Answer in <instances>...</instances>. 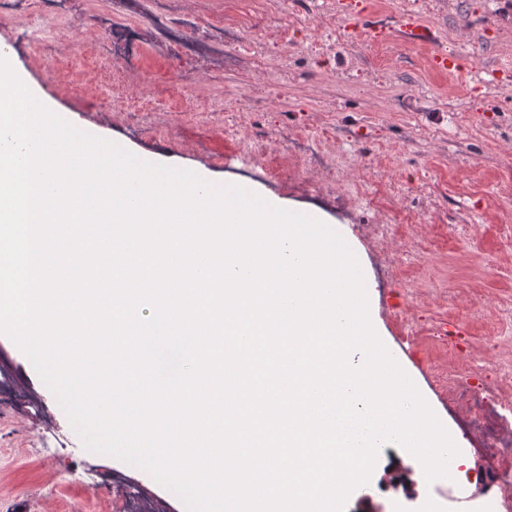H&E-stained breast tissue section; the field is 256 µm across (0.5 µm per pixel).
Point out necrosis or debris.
Returning <instances> with one entry per match:
<instances>
[{
	"mask_svg": "<svg viewBox=\"0 0 512 512\" xmlns=\"http://www.w3.org/2000/svg\"><path fill=\"white\" fill-rule=\"evenodd\" d=\"M123 11L151 21L167 55L179 65L178 81L191 87L200 57L224 46V28L202 23L182 11L176 0H118ZM0 17L15 24L17 39L36 42L46 56L55 55L68 27L67 0H0ZM449 391L469 427L489 448L492 466L477 476L490 496L493 512H512V369L471 361L464 372L448 378ZM100 512H147L111 475L92 481Z\"/></svg>",
	"mask_w": 512,
	"mask_h": 512,
	"instance_id": "4bbe7bcc",
	"label": "necrosis or debris"
}]
</instances>
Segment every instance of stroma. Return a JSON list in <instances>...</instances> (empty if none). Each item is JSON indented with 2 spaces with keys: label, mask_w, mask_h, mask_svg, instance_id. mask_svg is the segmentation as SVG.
<instances>
[{
  "label": "stroma",
  "mask_w": 512,
  "mask_h": 512,
  "mask_svg": "<svg viewBox=\"0 0 512 512\" xmlns=\"http://www.w3.org/2000/svg\"><path fill=\"white\" fill-rule=\"evenodd\" d=\"M350 3L185 0L202 19L241 28L226 34L223 59L190 93L177 86V62L149 43L137 77L121 85L91 60L72 71L73 55L91 53L99 28L41 60L1 19L0 46L41 99L87 127L220 179L254 177L263 194L345 225L381 291L375 314L391 350L459 439L464 457L451 468L483 469L480 439L448 401L454 362L432 328L462 320L474 354L494 343L497 359L512 355V0H368L375 26L352 33ZM407 16L431 28L434 42L404 39L397 22ZM437 51L462 56V69L451 76L434 68ZM272 76L280 96L258 99ZM215 98L224 102L223 120L204 122L200 113ZM142 99L156 111L136 135L125 109ZM259 126L273 139L269 155L241 160L236 139ZM269 165L278 176L264 174ZM365 224H391L395 233L377 242ZM411 242L427 252V264L405 263L393 280L381 278L380 263ZM0 349V512H68L92 498L60 481L55 459L77 472L119 475L155 512H182L147 474L85 449L26 355L2 334Z\"/></svg>",
  "instance_id": "1"
}]
</instances>
